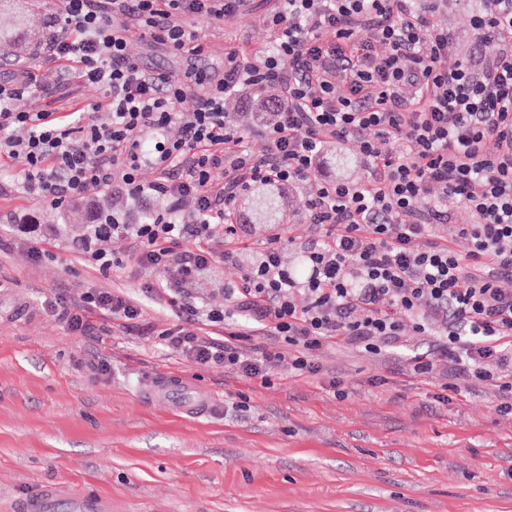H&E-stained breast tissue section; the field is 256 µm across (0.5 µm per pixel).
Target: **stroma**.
Instances as JSON below:
<instances>
[{"label": "stroma", "instance_id": "35a3bbf8", "mask_svg": "<svg viewBox=\"0 0 512 512\" xmlns=\"http://www.w3.org/2000/svg\"><path fill=\"white\" fill-rule=\"evenodd\" d=\"M453 37L448 67L480 47L469 19L480 0H421ZM276 0H244L224 21L195 19L200 52L175 54L149 38L131 40L128 58L154 74L194 83L224 69V51L246 57L272 44L268 15ZM55 0H0V26L27 19L21 43L0 41V77L42 57ZM100 86L74 82L50 91L44 109L93 105ZM249 150L265 153L249 92L225 106ZM0 178V512L46 485L66 492L57 512H72L69 494L111 499L112 512H512V415L480 384L439 398L451 375L403 374L404 357L424 354L426 337L406 329L401 352L378 355L338 344L318 352L320 372L296 378L287 367L269 381L223 366L201 367L161 344L159 331L178 319L156 299L159 283L178 281L176 267L141 269L126 238L107 247L120 268L102 271L75 250L86 204L52 205L26 193L18 177ZM283 252L294 266L310 239L306 195L286 193ZM44 248L34 256L33 245ZM240 267L202 273L192 293L211 308ZM100 288L135 296L142 316L133 330H69L46 303ZM163 374L180 375L211 393L212 410L190 417L141 395Z\"/></svg>", "mask_w": 512, "mask_h": 512}]
</instances>
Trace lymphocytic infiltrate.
<instances>
[{"label":"lymphocytic infiltrate","instance_id":"obj_1","mask_svg":"<svg viewBox=\"0 0 512 512\" xmlns=\"http://www.w3.org/2000/svg\"><path fill=\"white\" fill-rule=\"evenodd\" d=\"M242 2L60 0L48 54L0 78V169L23 159L24 188L53 205L114 185L138 201L167 200L151 223L99 225L82 250L112 269L119 261L105 243L122 235L141 267L177 265L181 285L168 294L181 323L159 338L196 365L263 380L284 365L310 377L322 347L394 350L409 323L432 343L407 362L411 374L446 364L457 380L494 389L512 414V0H482L471 16L484 44L473 66H443L448 30L416 0H281L266 55L228 53L220 77L192 88L129 61L128 43L144 32L196 51L186 17L221 20ZM72 79L104 88V102L62 115L41 107ZM264 84L282 106L256 155L224 101ZM23 97L29 109L17 108ZM345 138L358 143L368 178L317 180L324 145ZM262 180L308 188L305 273L284 265L285 240L272 231L225 288L231 308H209L188 288L215 260L239 261L231 205ZM459 208L473 223H452ZM51 308L73 331L95 315H140L106 291ZM209 326L223 338L206 336ZM259 331L276 346H245Z\"/></svg>","mask_w":512,"mask_h":512}]
</instances>
